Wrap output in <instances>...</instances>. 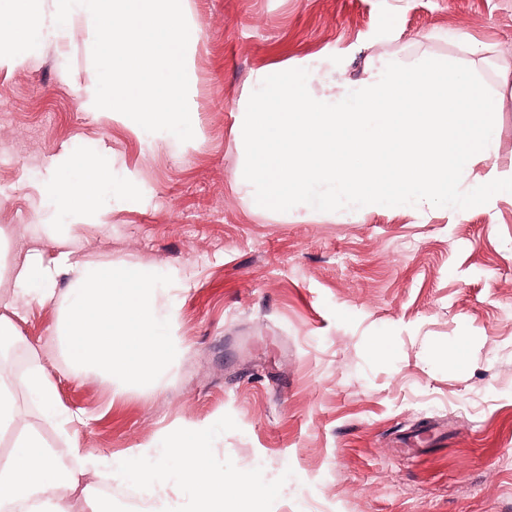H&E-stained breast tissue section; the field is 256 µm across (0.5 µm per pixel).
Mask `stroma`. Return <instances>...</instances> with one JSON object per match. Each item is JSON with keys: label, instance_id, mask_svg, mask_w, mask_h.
<instances>
[{"label": "stroma", "instance_id": "stroma-1", "mask_svg": "<svg viewBox=\"0 0 512 512\" xmlns=\"http://www.w3.org/2000/svg\"><path fill=\"white\" fill-rule=\"evenodd\" d=\"M201 30L186 53L194 137L86 111V34L0 70V226L13 256L58 250L45 227L49 159L112 158L69 246L73 263L130 265L165 284L171 366L112 396L92 373H53L83 453L113 471L112 512H137L139 473L182 434L209 439L227 477L277 489L264 512H512V196L469 209L382 206L258 212L244 183L241 110L263 69L340 57L366 77L380 55L465 65L491 94L512 83V0H183ZM479 41L473 56L450 34ZM462 189L512 178V98ZM27 346H50L52 305L20 307Z\"/></svg>", "mask_w": 512, "mask_h": 512}]
</instances>
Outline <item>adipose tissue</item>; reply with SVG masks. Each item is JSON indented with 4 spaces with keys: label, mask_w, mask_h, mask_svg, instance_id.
<instances>
[{
    "label": "adipose tissue",
    "mask_w": 512,
    "mask_h": 512,
    "mask_svg": "<svg viewBox=\"0 0 512 512\" xmlns=\"http://www.w3.org/2000/svg\"><path fill=\"white\" fill-rule=\"evenodd\" d=\"M55 167H75V180L56 179L51 191L71 217L69 224L51 230L54 239L70 237L75 223L97 215V202L112 174L111 162L96 154L75 151L60 155ZM70 286L58 295V263L37 252L13 259L7 268L8 288L0 290V342L24 341L9 317L20 304L59 305L61 322L54 347L64 360L65 373L89 372L119 378L121 384L152 382L168 364L171 344L166 332L172 313L160 302L163 287L140 268L112 270L93 263L68 267ZM43 351L31 349L29 367L19 373L0 367V435L19 424V395L36 403L43 417L67 437V452L46 446L37 431L25 433L0 461V512H76L84 503L89 512H109L96 503L84 478L92 472L111 473L112 458L81 454L77 420L55 402V382L45 369ZM175 464L182 484L196 493L195 512H262L271 487L256 480L228 481L209 461L207 440L188 436L165 445L159 467L140 474L141 483L157 500L166 497L161 470Z\"/></svg>",
    "instance_id": "adipose-tissue-1"
}]
</instances>
